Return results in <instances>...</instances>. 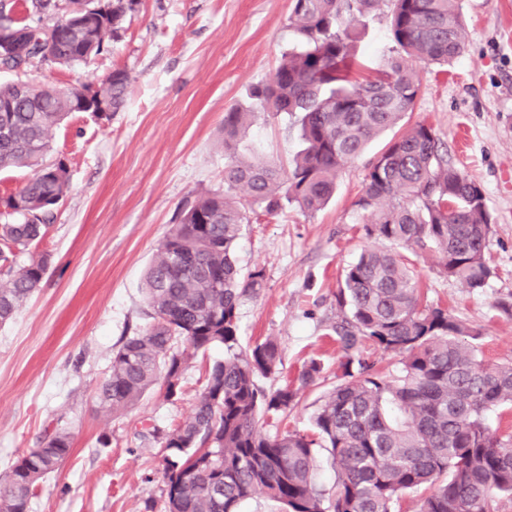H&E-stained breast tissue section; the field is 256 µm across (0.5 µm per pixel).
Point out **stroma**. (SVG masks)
<instances>
[{
	"instance_id": "obj_1",
	"label": "stroma",
	"mask_w": 512,
	"mask_h": 512,
	"mask_svg": "<svg viewBox=\"0 0 512 512\" xmlns=\"http://www.w3.org/2000/svg\"><path fill=\"white\" fill-rule=\"evenodd\" d=\"M464 51L444 67L421 65L420 95L406 121L433 126L452 163L482 188L493 217L489 253L498 275L471 290L416 257L427 303L441 305L478 332L479 355L512 361V318L497 307L512 297V0H460ZM292 0H139L118 38L89 63L61 68L33 61L0 69V85L19 80L95 84L113 70L130 77L126 107L101 120L77 112L53 132L51 153L66 157L70 190L43 244L51 265L16 317L0 324V475L42 446L57 419L72 453L41 482L32 512H165L160 446L143 428L166 434L188 416L215 347L197 354L182 392L151 390L123 414L98 412L93 390L109 372L123 337L147 322L144 272L180 208L224 189V112L249 101L282 52L296 43ZM389 8L370 21L355 71L377 67L392 48ZM245 143L289 167L301 148L294 118L257 117ZM365 160L345 169L331 202L312 215L283 204L252 219L237 246L242 271H262L264 286L239 307V343L277 339V375L265 391L321 365L318 385L301 391L290 428L311 431L335 386L340 353L331 330L343 269L367 239L354 202Z\"/></svg>"
}]
</instances>
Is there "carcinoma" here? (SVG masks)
Returning <instances> with one entry per match:
<instances>
[{"label": "carcinoma", "instance_id": "cac0c4a2", "mask_svg": "<svg viewBox=\"0 0 512 512\" xmlns=\"http://www.w3.org/2000/svg\"><path fill=\"white\" fill-rule=\"evenodd\" d=\"M385 0H293L291 23L302 44L282 53L269 81L250 92L249 109L224 112V192L185 204L144 278L149 321L126 337L98 386V411L121 414L154 387L181 393L189 360L224 347L206 370L188 417L160 442L166 512H240L262 495L285 512H392L399 495L432 491L419 512H495L512 496V437L485 422L512 406V362L487 364L467 341L473 330L448 309L429 305L408 254L430 251L439 272L472 290L497 275L488 256L492 216L480 186L448 160L445 142L425 123L404 129L366 167L354 205L374 217L367 247L347 265L336 292L340 380L313 416L312 433L288 427L299 393L317 384L310 361L275 391L256 378L279 373L272 337L249 352L239 346L238 308L263 287L244 275L235 250L248 211L272 215L281 199L314 214L331 200L345 167L369 143L399 126L420 92L415 65L448 64L464 48L459 0H390L393 43L375 74L351 76L366 23ZM138 0H0V21L27 48L15 57L0 46V66L34 59L72 66L102 54ZM129 76L115 69L97 86L61 88L18 82L0 88V171L33 175L0 196V324L12 320L40 286L50 254L39 250L69 191L66 158L46 160L53 130L73 112L110 119L127 103ZM297 119L302 149L283 172L241 147L253 119ZM243 189L247 199L237 198ZM28 259L19 262L21 254ZM399 358L398 377L368 361V350ZM283 428L263 431L270 419ZM332 457L330 490L315 478L317 449ZM72 450L65 427L20 455L0 477V512H30L38 483Z\"/></svg>", "mask_w": 512, "mask_h": 512}]
</instances>
